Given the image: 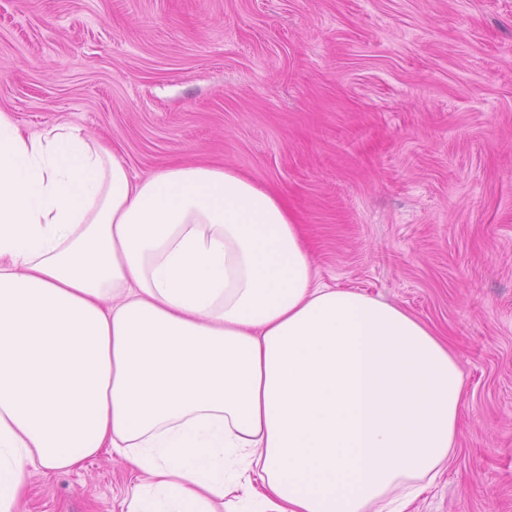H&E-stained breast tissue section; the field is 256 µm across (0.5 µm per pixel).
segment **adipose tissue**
I'll use <instances>...</instances> for the list:
<instances>
[{"mask_svg": "<svg viewBox=\"0 0 512 512\" xmlns=\"http://www.w3.org/2000/svg\"><path fill=\"white\" fill-rule=\"evenodd\" d=\"M465 381L403 309L316 277L232 168L134 178L74 124L0 111V512L101 452L120 512H407Z\"/></svg>", "mask_w": 512, "mask_h": 512, "instance_id": "1", "label": "adipose tissue"}]
</instances>
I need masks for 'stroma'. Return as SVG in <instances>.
<instances>
[{
	"instance_id": "1",
	"label": "stroma",
	"mask_w": 512,
	"mask_h": 512,
	"mask_svg": "<svg viewBox=\"0 0 512 512\" xmlns=\"http://www.w3.org/2000/svg\"><path fill=\"white\" fill-rule=\"evenodd\" d=\"M0 110L281 196L322 283L422 320L464 375L412 512H512V0H0ZM133 482L102 453L33 472L20 512H120Z\"/></svg>"
}]
</instances>
